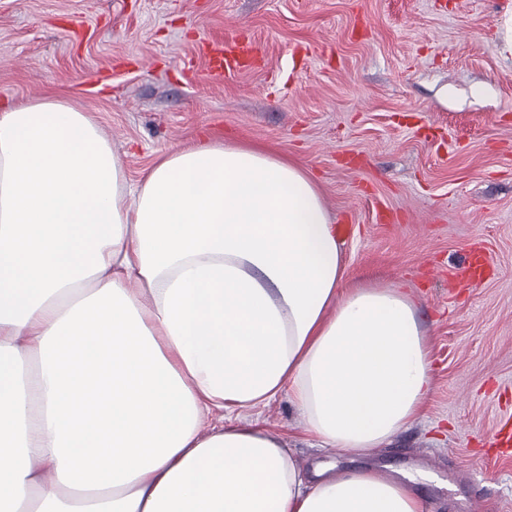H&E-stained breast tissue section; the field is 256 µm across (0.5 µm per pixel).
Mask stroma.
I'll list each match as a JSON object with an SVG mask.
<instances>
[{"instance_id":"1","label":"stroma","mask_w":512,"mask_h":512,"mask_svg":"<svg viewBox=\"0 0 512 512\" xmlns=\"http://www.w3.org/2000/svg\"><path fill=\"white\" fill-rule=\"evenodd\" d=\"M512 0H0V105L57 96L111 140L130 187L201 132L260 144L319 183L351 284L410 290L432 346L421 419L357 455L316 447L287 396L245 413L301 470H420L428 512H512ZM238 29L259 50L212 73ZM483 251L477 284L448 275ZM496 50L504 59L512 58V11H506L498 23Z\"/></svg>"}]
</instances>
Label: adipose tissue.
Instances as JSON below:
<instances>
[{
  "label": "adipose tissue",
  "instance_id": "ef3b65f1",
  "mask_svg": "<svg viewBox=\"0 0 512 512\" xmlns=\"http://www.w3.org/2000/svg\"><path fill=\"white\" fill-rule=\"evenodd\" d=\"M432 387L412 295L348 287L299 162L195 142L131 195L86 112L0 107V512H427L376 469L301 474L239 413L288 394L361 454Z\"/></svg>",
  "mask_w": 512,
  "mask_h": 512
}]
</instances>
